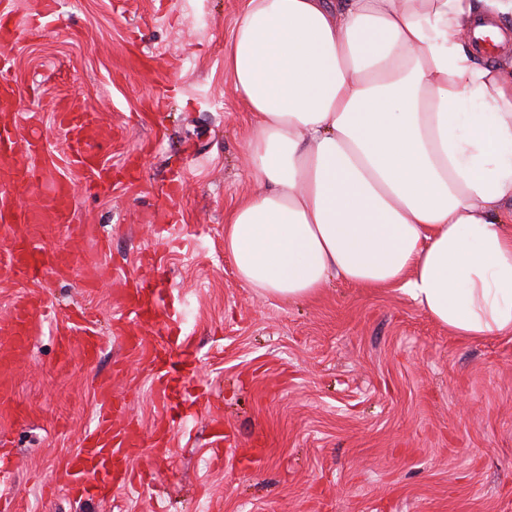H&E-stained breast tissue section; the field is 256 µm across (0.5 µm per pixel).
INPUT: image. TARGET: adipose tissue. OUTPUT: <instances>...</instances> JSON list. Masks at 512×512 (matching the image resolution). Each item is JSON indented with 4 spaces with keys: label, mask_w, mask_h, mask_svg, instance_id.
Segmentation results:
<instances>
[{
    "label": "adipose tissue",
    "mask_w": 512,
    "mask_h": 512,
    "mask_svg": "<svg viewBox=\"0 0 512 512\" xmlns=\"http://www.w3.org/2000/svg\"><path fill=\"white\" fill-rule=\"evenodd\" d=\"M510 20L512 0H246L224 47L254 128L238 279L292 302L395 288L450 335L511 337Z\"/></svg>",
    "instance_id": "ef3b65f1"
}]
</instances>
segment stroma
<instances>
[{"label": "stroma", "instance_id": "obj_1", "mask_svg": "<svg viewBox=\"0 0 512 512\" xmlns=\"http://www.w3.org/2000/svg\"><path fill=\"white\" fill-rule=\"evenodd\" d=\"M13 0L35 33L8 55L15 107L40 116L52 152L66 136L60 106L79 100L106 134L95 143L112 183L88 192L83 174L72 221L81 241L54 228L46 249L71 257L67 277L13 278L0 263V318L36 294L56 311L34 335L27 367L0 394V448L15 469L0 476V512H512V338L449 336L405 295L332 282L307 301L258 293L224 251V218L254 184L245 143L253 125L224 68V44L243 0ZM179 179L181 191L165 187ZM158 251L179 324L130 320L119 285L91 288L109 266L128 281L150 276ZM97 315L101 352L57 369V332L74 306ZM172 332L197 373L185 411L155 448L165 413L148 359L124 342ZM111 385L144 444L111 501L74 498L61 480ZM24 404L16 424L12 402Z\"/></svg>", "mask_w": 512, "mask_h": 512}]
</instances>
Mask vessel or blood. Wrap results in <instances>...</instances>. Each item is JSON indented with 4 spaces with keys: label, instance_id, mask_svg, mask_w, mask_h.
<instances>
[{
    "label": "vessel or blood",
    "instance_id": "vessel-or-blood-1",
    "mask_svg": "<svg viewBox=\"0 0 512 512\" xmlns=\"http://www.w3.org/2000/svg\"><path fill=\"white\" fill-rule=\"evenodd\" d=\"M9 59L0 56V100L6 108L0 113V223L9 233L0 235V257L18 278L35 281L45 271L67 273V254L46 250L42 240L52 226L70 224L73 187L65 178L67 168L81 170L89 186L111 183L112 169L103 165L92 144L102 135L96 113L72 106L57 118L67 134V149L56 155L46 152L38 141L17 137V115L11 102L14 88L7 72ZM158 279H142L124 291L128 315L140 317L146 294L152 293ZM44 300L36 295L21 298L11 314L0 320V391L9 390L16 370L28 362V348L35 332L37 318L47 315ZM71 336L58 346V364L64 365L76 355L94 360L100 351L95 321L83 311L68 317ZM150 359L157 372V393L167 398V383L173 376L191 379L192 367L183 360L168 356L165 341L154 342ZM123 404L113 399L110 387L99 392V409L92 426L82 439L80 448L69 456L65 480L75 494L95 492L103 499L112 496V480L121 476L127 483L135 478L127 466L131 450L138 447L137 431L120 426Z\"/></svg>",
    "mask_w": 512,
    "mask_h": 512
}]
</instances>
